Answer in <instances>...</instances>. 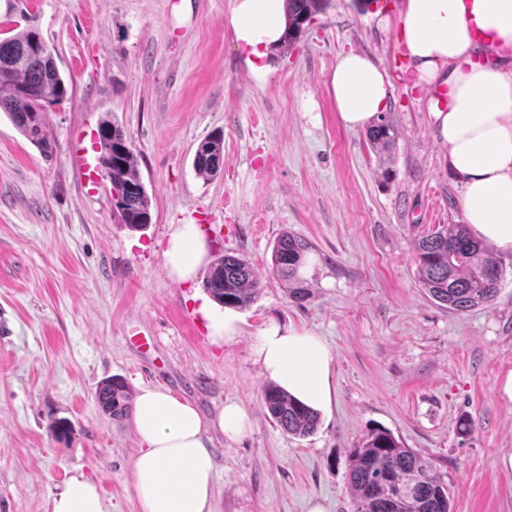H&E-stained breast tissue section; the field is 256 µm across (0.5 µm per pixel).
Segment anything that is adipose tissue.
Returning a JSON list of instances; mask_svg holds the SVG:
<instances>
[{
  "instance_id": "ef3b65f1",
  "label": "adipose tissue",
  "mask_w": 512,
  "mask_h": 512,
  "mask_svg": "<svg viewBox=\"0 0 512 512\" xmlns=\"http://www.w3.org/2000/svg\"><path fill=\"white\" fill-rule=\"evenodd\" d=\"M238 46L251 73L267 74L263 59L285 26V0H233ZM401 48L418 84L447 87L444 104H430L448 168L462 187L460 207L474 233L512 251V0H402L397 17ZM486 33L477 41L474 30ZM341 121L363 127L389 101L392 83L367 54L339 56L330 78ZM162 256L170 278L193 282L208 263L210 244L196 224L170 225ZM251 353L262 373L295 399L330 410L336 396L334 354L315 333L271 323L253 339ZM138 449L131 479L140 512H212L215 463L207 433L217 428L235 440L250 429L247 413L225 403L205 422L189 403L165 389L143 387L131 419ZM52 512H106L96 484L71 477L52 500Z\"/></svg>"
}]
</instances>
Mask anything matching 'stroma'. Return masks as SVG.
Instances as JSON below:
<instances>
[{"label":"stroma","instance_id":"stroma-1","mask_svg":"<svg viewBox=\"0 0 512 512\" xmlns=\"http://www.w3.org/2000/svg\"><path fill=\"white\" fill-rule=\"evenodd\" d=\"M233 0H0V38L27 16L71 93L46 121L44 157L0 112V512H51L77 475L92 478L106 512H140L131 488L130 419L95 392L122 377L157 386L204 418L226 401L248 413L247 435L212 433V512H348L349 451L375 427L429 457L454 512H512V251L489 247L503 272L493 304L455 313L415 274V240L464 221L428 113L431 92L402 57L399 0L376 9L330 0L296 49L271 51L255 79L238 47ZM371 54L393 85L397 137L382 177L364 130L339 119L329 84L338 56ZM129 136L151 197L141 228L112 216L97 130ZM224 133V172L198 177L199 142ZM201 226L212 257L236 253L263 276L243 334L214 344L196 309L202 284L165 270L173 224ZM307 239L309 288L293 301L271 274L276 238ZM314 331L332 348L336 401L314 434L293 437L270 417L251 356L270 322ZM150 337L149 354L129 339ZM472 430L461 433L460 420ZM69 421V437L52 425Z\"/></svg>","mask_w":512,"mask_h":512}]
</instances>
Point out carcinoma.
<instances>
[{
    "label": "carcinoma",
    "instance_id": "1",
    "mask_svg": "<svg viewBox=\"0 0 512 512\" xmlns=\"http://www.w3.org/2000/svg\"><path fill=\"white\" fill-rule=\"evenodd\" d=\"M329 0H286V30L280 51H290ZM39 31L26 26L0 39V112L44 155L54 140L45 112L68 95L53 54L41 51ZM395 126L386 112L377 116L367 138L378 153L383 173L391 172L390 150ZM99 164L109 179L112 210L119 223L141 227L151 223V199L137 172L134 152L124 130L103 121L98 126ZM193 168L197 176L213 179L224 171V133L213 132L197 146ZM310 244L288 232L272 250V273L296 278ZM416 275L422 288L441 306L457 313L491 305L498 292L501 269L466 224H446L414 242ZM203 286L219 305L248 308L263 286L259 271L243 256L226 253L210 266ZM134 395L120 377L103 381L96 390L100 409L114 420L133 411ZM263 400L275 423L286 433L306 437L315 433L319 414L276 385L263 390ZM350 512H452L451 492L432 462L405 447L386 428H373L351 449L347 471Z\"/></svg>",
    "mask_w": 512,
    "mask_h": 512
}]
</instances>
